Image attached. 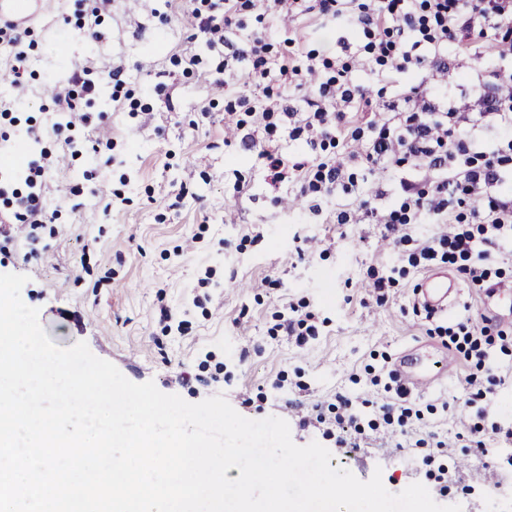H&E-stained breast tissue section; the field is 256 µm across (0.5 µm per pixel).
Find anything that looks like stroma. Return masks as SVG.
Here are the masks:
<instances>
[{
    "label": "stroma",
    "mask_w": 512,
    "mask_h": 512,
    "mask_svg": "<svg viewBox=\"0 0 512 512\" xmlns=\"http://www.w3.org/2000/svg\"><path fill=\"white\" fill-rule=\"evenodd\" d=\"M89 9L88 0H56L30 26L23 89L0 85V104L41 133L35 140L20 127L0 144V186H19L28 163L59 152L64 141L65 131L52 128L46 77L63 84L85 64L103 76L120 66L150 105L148 114L131 116L105 83L92 100L78 101L77 111L93 117L88 142L78 156L59 152L46 176L44 200L57 220L32 241L0 237V274L28 275L22 298L38 308L52 342H86L131 382L154 381L191 403L221 394L246 418H283L297 445L320 443L363 481L381 471L391 493L420 482L438 504L503 512L512 443L491 426L512 425V354L502 353L500 336L487 347L503 369L500 382L483 386L485 415L465 404L461 360L437 389L409 396L428 429L448 438L447 483L426 477L400 435L348 427L327 437L314 417L340 395L393 403L387 386L397 355L443 346L428 334L430 324L493 313L510 329L512 294L492 310L465 282L457 305L429 321L413 311L421 274L412 270L377 304L366 288L369 272L386 273L397 260L380 226L336 223L337 211L357 212L352 195H337L319 213L304 202L286 208L297 190L265 184L256 149L224 123L223 101L238 93V82L217 88L174 65L177 54L199 55L212 68L223 59L184 23L181 0H114L91 34L72 25ZM288 29L310 49L338 52L358 40L345 25L323 27L309 16ZM267 278L275 287L264 286ZM299 301L318 329L301 347L269 333L276 312ZM475 425L486 451L456 438Z\"/></svg>",
    "instance_id": "stroma-1"
}]
</instances>
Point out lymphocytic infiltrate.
Here are the masks:
<instances>
[{
	"mask_svg": "<svg viewBox=\"0 0 512 512\" xmlns=\"http://www.w3.org/2000/svg\"><path fill=\"white\" fill-rule=\"evenodd\" d=\"M187 9L210 47L226 54L205 70L209 83L220 85L237 75V62L248 59L246 95L227 101L224 112L258 146L264 180L273 187L294 186L311 209H320L337 193L361 198L364 217L380 224L394 245L407 242L410 224H440L444 230L421 240L407 256L414 269L436 264L459 265L476 291L489 286L487 262L493 250L512 243V94L499 96L494 79L511 63L498 48L512 44V0H187ZM340 21L364 37L349 57L305 48L298 37L276 41L268 24L298 16ZM258 27L248 30L247 18ZM239 41H232V34ZM477 62L478 82L467 86L448 63L449 55ZM376 82L401 78L395 100L386 102L378 119L369 112V89L352 78L354 67ZM97 92L89 66L74 69L67 87L52 101L67 113V128L87 126L89 114L76 110L77 100ZM476 97L480 109L459 111L454 102ZM303 102L288 109V98ZM304 140L312 159L288 162L280 151L286 140ZM362 145V173L328 155L344 142ZM30 164L27 193L15 194L13 217L24 228L51 223L54 214L37 189L48 166ZM382 169L399 177L395 203L381 210L364 192L366 175ZM494 324L458 321L438 325L465 361L485 364L488 352L480 338Z\"/></svg>",
	"mask_w": 512,
	"mask_h": 512,
	"instance_id": "lymphocytic-infiltrate-1",
	"label": "lymphocytic infiltrate"
}]
</instances>
